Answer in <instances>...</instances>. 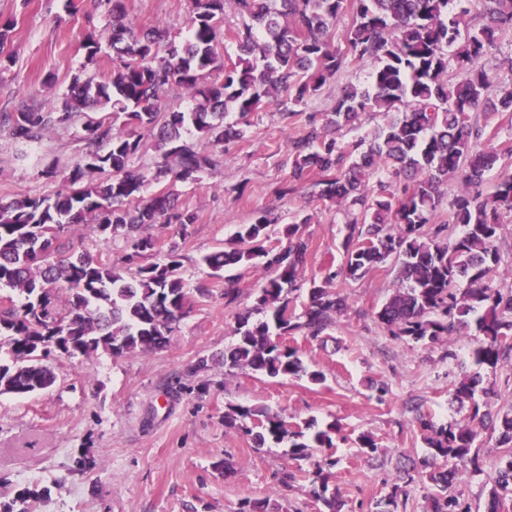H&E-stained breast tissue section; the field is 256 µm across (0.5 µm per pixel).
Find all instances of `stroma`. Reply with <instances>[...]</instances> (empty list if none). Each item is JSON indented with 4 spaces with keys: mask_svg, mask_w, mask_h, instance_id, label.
I'll use <instances>...</instances> for the list:
<instances>
[{
    "mask_svg": "<svg viewBox=\"0 0 512 512\" xmlns=\"http://www.w3.org/2000/svg\"><path fill=\"white\" fill-rule=\"evenodd\" d=\"M123 4L136 26L162 27L178 41L187 34L189 0ZM5 22L12 29L0 46V113L22 101L37 108L55 105L74 75L104 80L116 65L110 0H0V24ZM92 38L99 45L93 57L86 50ZM371 70L364 61L338 72L306 111H330L339 89L366 84ZM304 132L300 121L268 108L252 118L242 139L217 148L215 170L195 183H167L198 220L184 237L157 226L149 232L159 241V254L177 246L189 287L206 285L209 296L194 299L162 349L118 356L57 353L49 361L57 376L51 388L26 398L0 395L1 503L27 490L33 512H238L249 496L269 499L273 512H319L312 496L314 460L293 459L288 442L259 449L251 435L225 429V412L241 406L280 414L293 429L337 423L331 484L343 512H374L376 500L390 492L399 463L421 460L427 451L416 413L439 425L463 417L448 391L475 372L470 353L478 339L452 337L457 359L449 364L441 359L442 345L397 340L379 328L372 315L397 287L391 262L361 281L337 282L347 310L324 342L288 337L304 363L324 374L323 382L224 367L222 357L236 341V311L250 308L254 319L266 317L254 304L270 272L260 265L240 269V296L228 307L224 280L210 276L204 255L233 243L239 225L273 208L282 216L270 229L275 242L284 241L285 225L297 216L310 218L300 227L309 250L304 276L291 294L295 305L306 302L311 278L343 260L346 225L334 204L275 194L288 179L286 145ZM81 148L76 126L27 144L1 129L0 198L54 193L60 181L45 176V167L54 162L68 168ZM202 357L210 360L207 369L187 376ZM383 385L388 392L382 396ZM363 433L376 440V459L362 454ZM482 452V474L462 473L453 486L472 512L485 510L488 477L499 456L491 440ZM285 472L294 473V481L281 483Z\"/></svg>",
    "mask_w": 512,
    "mask_h": 512,
    "instance_id": "obj_1",
    "label": "stroma"
}]
</instances>
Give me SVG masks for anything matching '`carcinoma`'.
Returning <instances> with one entry per match:
<instances>
[{
	"instance_id": "obj_1",
	"label": "carcinoma",
	"mask_w": 512,
	"mask_h": 512,
	"mask_svg": "<svg viewBox=\"0 0 512 512\" xmlns=\"http://www.w3.org/2000/svg\"><path fill=\"white\" fill-rule=\"evenodd\" d=\"M482 3L476 27L461 0H191L188 37L179 47L158 27L125 23L122 0H112V49L120 58L112 76L100 82L74 77L53 109L22 103L0 113V128L8 127L20 143L77 121L84 142L59 190L0 199V288L21 298L0 308V348L7 347L10 358L0 362V395L30 396L52 387L56 376L46 360L56 350L148 354L168 344L189 312L191 294L207 289L187 288L176 250L151 260L157 241L142 228L158 224L185 235L197 213L178 205L170 191L145 196L147 187L167 177L199 181L217 160L186 136L195 133L215 146L238 139V124H250L253 113L277 102L284 118L303 117L307 133L288 142V180L276 193L285 197L308 187L310 198L336 205L348 229L344 260L311 280L297 313L287 294L302 278L309 243L300 225L310 217L288 225L284 245L270 244L269 227L280 221L272 210L239 225L234 246L203 263L217 276L226 266L256 262L272 271L258 288L256 306L271 310L272 321H251V310L236 313L237 340L224 365L322 382V373L307 370L298 348L280 338H319L346 307L336 280L356 282L395 262L398 285L374 313L379 326L415 343L439 344L472 331L480 336L471 358L483 373L461 377L449 392L450 402L469 405V414L446 426L416 417L429 448L419 473L436 488L428 512H471L451 489L459 471H481L488 433L506 449L489 477L488 512H501L504 500H512V405L494 414L487 407L499 366L512 361V287L495 285L512 278V265L501 267L496 246L505 218L512 217V174L500 176L488 194L483 185L512 149L496 146V130L478 124L475 114L512 112V89L491 96L494 74L480 64L503 31L512 30V0ZM228 7L243 23L233 35L237 59L221 64L219 22ZM346 12L353 24L344 45L335 47L331 30ZM364 60L372 64L367 85L342 87L326 114L298 109L336 73ZM176 87L192 98L190 109L168 104ZM368 112L382 114L384 123L368 141L344 142L340 131L360 126ZM146 136L158 150L148 173L131 165ZM458 178L462 187L440 220L441 186ZM81 226L104 243L124 239L126 262L135 266L131 276L84 252L70 236ZM54 336L62 337L61 347L52 345ZM247 418L257 446L288 438L296 459L312 448L333 447L337 432L329 423L307 439L263 408L233 407L224 426L239 429ZM316 475V501L340 512L336 489L329 488L332 473L321 466ZM404 496L393 485L376 512H400Z\"/></svg>"
}]
</instances>
